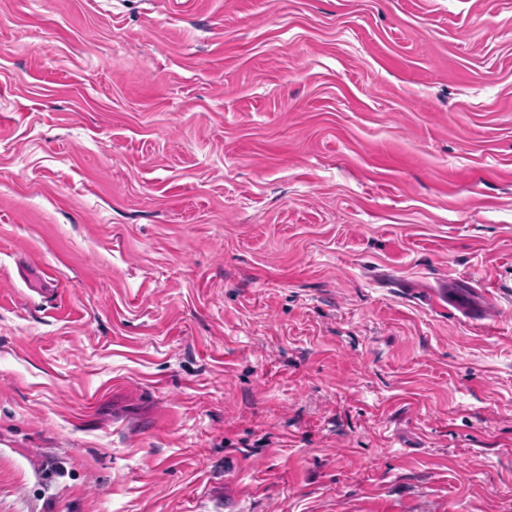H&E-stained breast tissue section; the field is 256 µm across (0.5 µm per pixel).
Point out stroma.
<instances>
[{
    "instance_id": "1",
    "label": "stroma",
    "mask_w": 512,
    "mask_h": 512,
    "mask_svg": "<svg viewBox=\"0 0 512 512\" xmlns=\"http://www.w3.org/2000/svg\"><path fill=\"white\" fill-rule=\"evenodd\" d=\"M0 512H512V0H0Z\"/></svg>"
}]
</instances>
